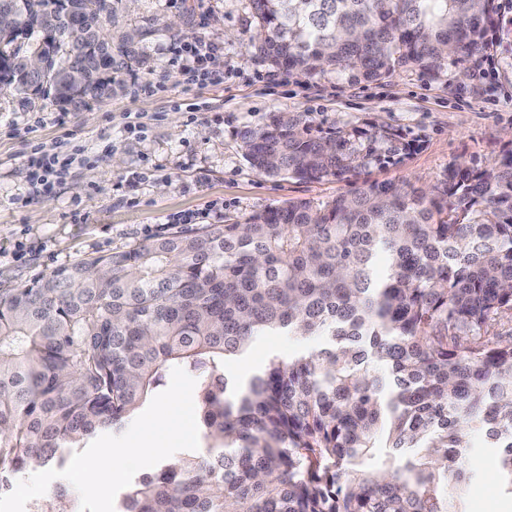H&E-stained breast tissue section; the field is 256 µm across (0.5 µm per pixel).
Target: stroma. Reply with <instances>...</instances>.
<instances>
[{
	"mask_svg": "<svg viewBox=\"0 0 512 512\" xmlns=\"http://www.w3.org/2000/svg\"><path fill=\"white\" fill-rule=\"evenodd\" d=\"M136 36L135 56L114 75L111 100L64 112L0 97V290L9 292L74 261L125 251L146 239L183 231L180 215L208 210L225 224L293 200L326 201L352 191L335 179L272 180L250 167L241 150L245 131L270 112L306 113L312 126L342 122L394 127L419 149L403 165L372 169L368 180L429 189L448 166L482 167L512 150V44H498L484 62L448 70L447 81L396 72L380 85L332 78L297 80L268 69L255 49L249 0H117L103 34ZM218 44L207 63L210 83L194 85L177 61L184 42ZM57 162L47 187L34 185L41 155ZM321 339L258 338L224 366L241 382L273 356L319 348ZM195 384L168 375L162 396L119 429L91 440L72 465L31 466L0 495V512H30L58 489L73 512H120L127 489L173 459L204 454ZM170 425L158 435L149 464L127 460L121 481H74L77 463L105 442L123 443L159 412ZM472 475L468 512H504L512 498L492 476L497 449L481 433L469 436Z\"/></svg>",
	"mask_w": 512,
	"mask_h": 512,
	"instance_id": "stroma-1",
	"label": "stroma"
}]
</instances>
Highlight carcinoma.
<instances>
[{
    "mask_svg": "<svg viewBox=\"0 0 512 512\" xmlns=\"http://www.w3.org/2000/svg\"><path fill=\"white\" fill-rule=\"evenodd\" d=\"M113 2L0 0V84L62 111L111 97ZM249 2L264 64L347 84L446 81L512 27L499 0ZM243 147L268 178L350 181L416 144L271 112ZM509 316L512 151L452 164L428 193L366 181L77 260L0 293V493L119 427L175 368L195 380L208 455L144 475L121 512H467L472 430L501 449L512 497V335L491 331ZM278 332L326 342L229 392L225 360ZM30 512H71L68 493Z\"/></svg>",
    "mask_w": 512,
    "mask_h": 512,
    "instance_id": "1",
    "label": "carcinoma"
}]
</instances>
